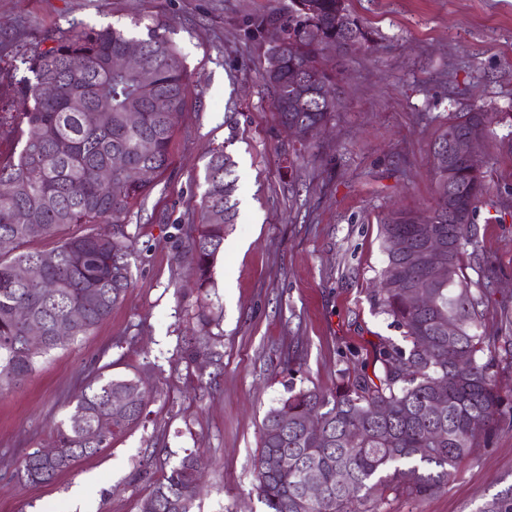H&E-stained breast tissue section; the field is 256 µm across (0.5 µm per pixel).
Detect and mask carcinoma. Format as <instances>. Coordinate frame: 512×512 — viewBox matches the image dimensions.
<instances>
[{
    "label": "carcinoma",
    "mask_w": 512,
    "mask_h": 512,
    "mask_svg": "<svg viewBox=\"0 0 512 512\" xmlns=\"http://www.w3.org/2000/svg\"><path fill=\"white\" fill-rule=\"evenodd\" d=\"M341 0H292L286 12L247 16L245 36L268 45L263 78L283 125L314 115L329 121L336 112V58L371 33ZM132 35L116 27L71 24L42 31L17 56L9 77L14 111L0 115V138L10 137L13 154L0 157V392L20 386L39 358L61 347L58 327L81 310L83 319L70 339L83 336L108 318L131 285L132 240L127 219L171 164L176 122L186 109V64L160 25ZM141 65L115 70L112 61L132 47ZM486 116L487 132L499 113L475 106L448 117L438 144ZM235 163L216 147L208 152L206 188L198 222L187 236L196 253L192 275L207 292L214 263L236 211ZM40 171L42 178L33 180ZM436 200L431 214L443 233H452L451 250L424 255L408 265L395 249L399 238L418 249L414 214L395 212L380 225L386 265L379 277L376 304L402 329L407 346L389 343L379 350L381 369L347 378L329 393L289 392L270 408L261 428L257 487L266 512H372L365 503L387 491L423 496L448 483L459 463L485 448L497 428L512 418V400L495 379L496 353L512 355V340L488 329L483 289L472 288L465 259H480L474 224L485 175L462 164L454 184L467 196L463 224L448 223V180L435 174ZM68 224H112L110 235L65 237L50 251L31 250L34 241L57 236ZM451 267L448 281L431 286L425 307L411 303L406 290L422 282L435 257ZM458 323L448 338L443 320ZM42 325L44 345L31 349L28 320ZM148 392L134 377H97L74 398L80 422L57 430L56 459L40 450L26 454L17 477L49 483L76 463L112 445L145 417ZM321 418L323 435L308 434L304 421ZM355 427L358 435L349 436ZM288 464H281L283 457ZM324 487L325 499L303 497L310 466ZM199 480L193 456L184 457L154 483L140 512H193L195 500L183 495ZM480 512H512V491L486 501Z\"/></svg>",
    "instance_id": "1"
}]
</instances>
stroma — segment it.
I'll return each mask as SVG.
<instances>
[{"mask_svg":"<svg viewBox=\"0 0 512 512\" xmlns=\"http://www.w3.org/2000/svg\"><path fill=\"white\" fill-rule=\"evenodd\" d=\"M290 0H0V82L16 49L40 31L79 21L126 25L149 16L183 56L192 89L171 165L133 207L132 284L94 330L40 359L0 395V512H71L70 491L91 485L92 512H139L153 482L195 455L198 512H264L255 490L262 420L289 391L332 390L344 371H369L379 347L403 333L378 312L385 265L379 226L391 211L430 212L432 142L449 114L475 105L512 113V0H346L371 33L351 51L326 127L284 153L288 134L261 76L266 49L240 26ZM495 126L477 155L487 173L476 233L485 263L468 262L488 322L512 319V155ZM235 161V203L209 290L220 368L186 364L199 333L192 255L207 151ZM137 377L151 393L146 419L53 482L18 480L21 459L53 445L71 400L97 376ZM512 489V425L424 496L387 494L377 512H479Z\"/></svg>","mask_w":512,"mask_h":512,"instance_id":"obj_1","label":"stroma"}]
</instances>
